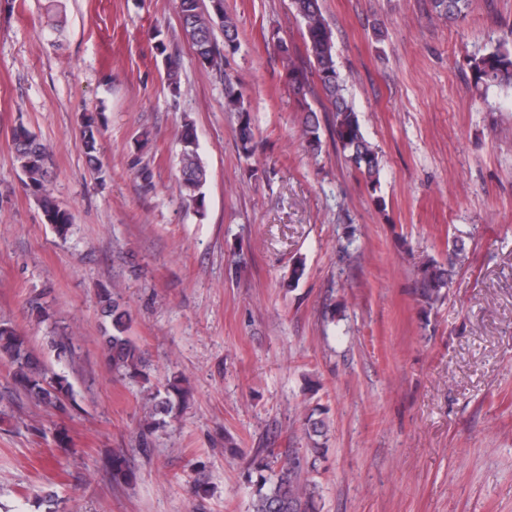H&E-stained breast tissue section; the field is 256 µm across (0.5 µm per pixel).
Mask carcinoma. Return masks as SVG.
<instances>
[{"label": "carcinoma", "mask_w": 512, "mask_h": 512, "mask_svg": "<svg viewBox=\"0 0 512 512\" xmlns=\"http://www.w3.org/2000/svg\"><path fill=\"white\" fill-rule=\"evenodd\" d=\"M472 0H432L435 16L444 20L467 17ZM296 15L303 23L305 49L310 66L317 75L320 86L331 101L332 132L341 146L347 161L363 179L367 188L377 192L380 187L381 165L377 152L365 138L358 113L345 95V80L336 68L332 33L325 23L320 0H292ZM182 28L192 47L201 50L211 67L219 65L220 52L215 43V29L224 34L225 50H237L239 32L236 20L227 12L214 14L211 7H202L201 0H176ZM156 50L166 55L167 79L172 91L178 89V62L166 54L161 32H156ZM512 25H507L505 37L487 52L470 59V69L477 89L512 85ZM283 67L294 85L298 96H305L308 77L297 65L295 49L281 41L278 43ZM229 111L238 114L237 150L239 157L250 159L256 151L255 133L250 112L243 100L236 96L226 101ZM302 137L311 150L321 145L320 121L315 111L304 109ZM100 136L99 121L87 115L83 121L81 143L89 166L102 173L98 163L97 142ZM184 149L180 159L177 180L179 192L193 208L201 213L205 206L202 187L207 181V170L197 153L196 129L191 122L182 130ZM11 145L19 170L25 176V185L41 202L44 216L54 225L58 235L68 234L72 224L69 212L59 208L51 198V167L45 147L24 123H18L11 132ZM465 242L454 240L448 263L444 264L427 256L417 262V296L423 314L437 308L448 296L455 269L466 260ZM102 312L111 318V331L107 332L103 348L112 361L113 374L121 377L143 376L141 348L130 336L132 318L121 302L117 288H103L98 293ZM6 360L9 376L15 391L46 408L62 410L71 395L67 380L41 367L33 358L29 342L10 323H0V360ZM188 390L185 380L175 375L168 379L165 392L152 394V408L139 422V438L148 445V438L167 426L166 417L173 411V400L185 401ZM303 432L307 447L286 458H281L272 448H258L249 461V468L258 473L259 488L253 503V512H319L317 484L308 475L318 471L326 459L328 427L314 414L303 416ZM112 477L125 482L133 480L120 455L112 457Z\"/></svg>", "instance_id": "cac0c4a2"}]
</instances>
